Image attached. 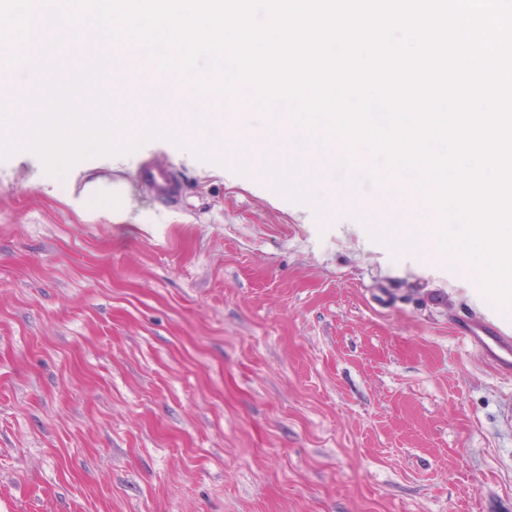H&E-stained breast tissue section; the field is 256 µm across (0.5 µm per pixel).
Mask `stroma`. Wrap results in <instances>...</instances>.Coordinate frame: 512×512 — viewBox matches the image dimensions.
Masks as SVG:
<instances>
[{
	"instance_id": "35a3bbf8",
	"label": "stroma",
	"mask_w": 512,
	"mask_h": 512,
	"mask_svg": "<svg viewBox=\"0 0 512 512\" xmlns=\"http://www.w3.org/2000/svg\"><path fill=\"white\" fill-rule=\"evenodd\" d=\"M249 94L228 145L273 127ZM150 157L179 197L141 185ZM398 182L354 202L439 223ZM449 263L163 139L0 161V512H512V368L459 336L512 319Z\"/></svg>"
}]
</instances>
